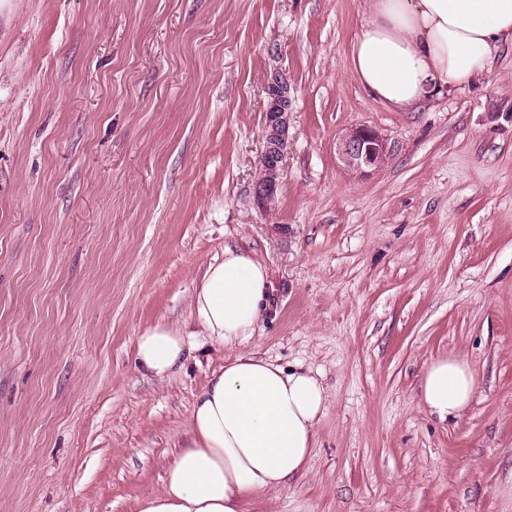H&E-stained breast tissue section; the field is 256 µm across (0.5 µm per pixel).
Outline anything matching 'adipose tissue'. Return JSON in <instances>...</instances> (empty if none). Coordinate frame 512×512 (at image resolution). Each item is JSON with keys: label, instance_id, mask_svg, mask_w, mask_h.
I'll use <instances>...</instances> for the list:
<instances>
[{"label": "adipose tissue", "instance_id": "obj_1", "mask_svg": "<svg viewBox=\"0 0 512 512\" xmlns=\"http://www.w3.org/2000/svg\"><path fill=\"white\" fill-rule=\"evenodd\" d=\"M505 43L512 44V0H371L350 66L379 102L410 111L489 71ZM270 294L266 266L228 247L207 264L192 297L195 331L159 321L136 336L137 366L161 382L183 367L194 335L233 351L196 396L189 438L138 512H245L256 496L301 474L325 387L310 370L237 349L257 330ZM475 388L466 362L439 358L423 374L420 402L439 418H458Z\"/></svg>", "mask_w": 512, "mask_h": 512}]
</instances>
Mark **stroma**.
<instances>
[{"label":"stroma","instance_id":"obj_1","mask_svg":"<svg viewBox=\"0 0 512 512\" xmlns=\"http://www.w3.org/2000/svg\"><path fill=\"white\" fill-rule=\"evenodd\" d=\"M369 0H0V512H137L229 350L167 382L138 332L189 318L225 246L271 304L241 348L328 401L287 487L247 512H512V45L397 112L349 65ZM292 99L273 210L254 199L270 73ZM395 145L370 176L342 129ZM464 359L461 418L424 369ZM393 147L387 135L364 125L351 126L336 141V154L352 174L368 175L381 171L391 159ZM475 379L466 362L454 357L434 360L425 370L420 386V403L440 419L459 418L475 394Z\"/></svg>","mask_w":512,"mask_h":512}]
</instances>
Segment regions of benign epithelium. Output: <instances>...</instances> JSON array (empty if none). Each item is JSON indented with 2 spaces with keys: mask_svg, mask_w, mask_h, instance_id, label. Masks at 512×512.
Here are the masks:
<instances>
[{
  "mask_svg": "<svg viewBox=\"0 0 512 512\" xmlns=\"http://www.w3.org/2000/svg\"><path fill=\"white\" fill-rule=\"evenodd\" d=\"M265 93L267 108L263 126V151L254 181L257 204L268 210L275 202L276 186L288 150L291 99L288 85L277 73L269 75ZM393 147L387 135L364 125L345 129L336 141V154L343 167L359 175L381 171L391 159Z\"/></svg>",
  "mask_w": 512,
  "mask_h": 512,
  "instance_id": "benign-epithelium-1",
  "label": "benign epithelium"
}]
</instances>
